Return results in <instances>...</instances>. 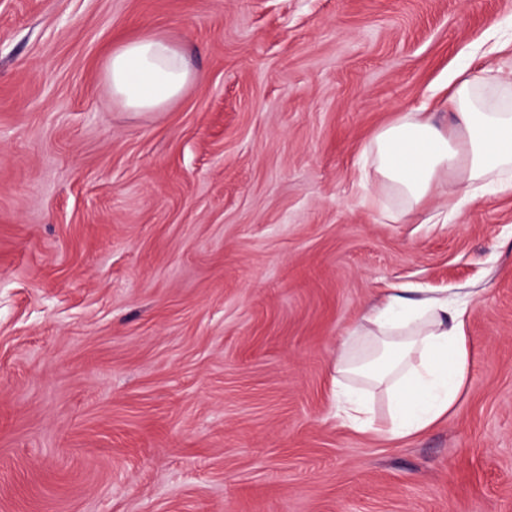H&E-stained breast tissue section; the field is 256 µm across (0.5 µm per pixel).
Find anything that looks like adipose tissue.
<instances>
[{"instance_id": "1", "label": "adipose tissue", "mask_w": 512, "mask_h": 512, "mask_svg": "<svg viewBox=\"0 0 512 512\" xmlns=\"http://www.w3.org/2000/svg\"><path fill=\"white\" fill-rule=\"evenodd\" d=\"M100 76L113 101L132 112L163 111L195 79L179 48L156 33L115 46ZM447 104L451 125L407 112L363 147L403 213L438 192L457 211L482 188L512 191V83L463 68L448 78ZM466 309L465 301L448 297L413 304L401 288L367 303L336 353V414L343 423L397 441L448 418L467 380ZM365 385L387 394L389 423H375Z\"/></svg>"}]
</instances>
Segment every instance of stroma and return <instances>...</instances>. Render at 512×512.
I'll return each mask as SVG.
<instances>
[{
    "instance_id": "35a3bbf8",
    "label": "stroma",
    "mask_w": 512,
    "mask_h": 512,
    "mask_svg": "<svg viewBox=\"0 0 512 512\" xmlns=\"http://www.w3.org/2000/svg\"><path fill=\"white\" fill-rule=\"evenodd\" d=\"M199 76L113 103L119 40ZM512 0H0V512H512V193L362 205L361 151ZM466 297L456 411L336 415L378 289Z\"/></svg>"
}]
</instances>
